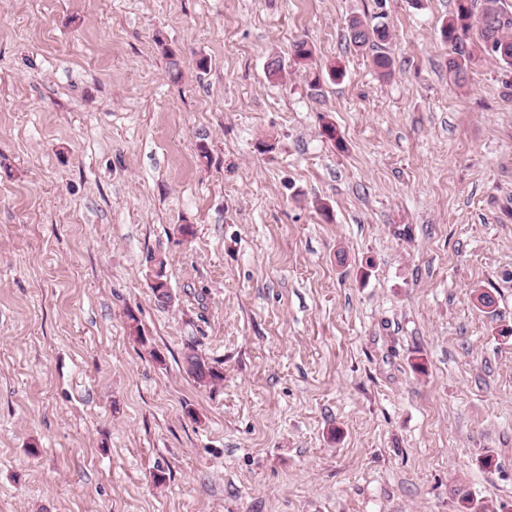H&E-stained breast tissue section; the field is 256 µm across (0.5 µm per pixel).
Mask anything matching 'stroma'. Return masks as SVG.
I'll return each instance as SVG.
<instances>
[{"instance_id":"obj_1","label":"stroma","mask_w":512,"mask_h":512,"mask_svg":"<svg viewBox=\"0 0 512 512\" xmlns=\"http://www.w3.org/2000/svg\"><path fill=\"white\" fill-rule=\"evenodd\" d=\"M455 10L0 0V512H512V68L455 84ZM349 37L355 46H368L375 52L372 56V63L379 76L387 77L391 74L393 62L385 51L391 34L385 25L368 26L358 19H353L349 25ZM147 264L153 265L156 270L154 272V276L152 278V283L150 284V288L152 289L153 295L161 306H168L172 300V295L170 292V288L168 287L167 276L165 274L166 271V259L161 255H156L155 253H150L146 257ZM161 291L162 299L159 298L158 292ZM185 364L187 373L199 385H210L222 379L220 371L195 352L194 349H191L188 354H186Z\"/></svg>"}]
</instances>
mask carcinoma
I'll return each instance as SVG.
<instances>
[{
	"mask_svg": "<svg viewBox=\"0 0 512 512\" xmlns=\"http://www.w3.org/2000/svg\"><path fill=\"white\" fill-rule=\"evenodd\" d=\"M475 2L477 0H457L456 13L440 28L442 41L456 51L457 57L450 59L448 65L460 81L466 80L473 57V53L462 50V43L472 34L476 38L473 45L478 48L480 55L512 67V10L504 7L502 0H482V7L476 13ZM349 37L355 46H367L374 51L372 63L379 76L391 74L393 62L385 51L391 34L386 26H368L354 19L349 25ZM146 262L155 267L150 288L153 295H161L157 302L165 307L172 300L165 274L166 259L152 253L146 257ZM185 364L187 373L200 385H210L222 379L220 371L193 349L186 354Z\"/></svg>",
	"mask_w": 512,
	"mask_h": 512,
	"instance_id": "obj_1",
	"label": "carcinoma"
}]
</instances>
